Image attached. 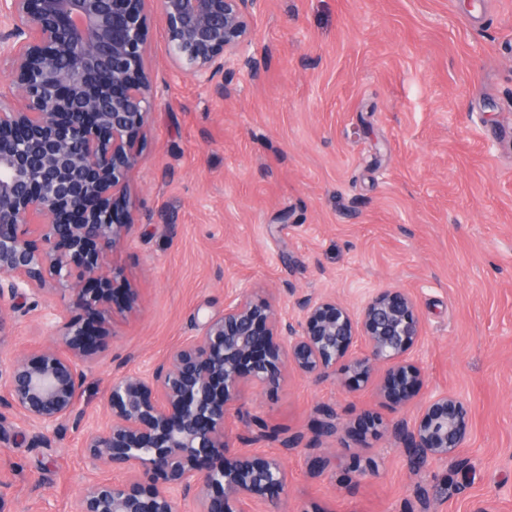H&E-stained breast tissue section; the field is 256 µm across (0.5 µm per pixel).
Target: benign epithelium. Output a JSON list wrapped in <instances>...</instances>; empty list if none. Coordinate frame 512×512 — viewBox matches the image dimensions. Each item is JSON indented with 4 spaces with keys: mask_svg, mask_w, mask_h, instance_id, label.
I'll list each match as a JSON object with an SVG mask.
<instances>
[{
    "mask_svg": "<svg viewBox=\"0 0 512 512\" xmlns=\"http://www.w3.org/2000/svg\"><path fill=\"white\" fill-rule=\"evenodd\" d=\"M148 0H0V341L18 301L58 303L45 315L49 340L0 368V440L29 427L49 445L80 426L76 398L109 353L110 327L134 311L129 291L111 305L110 258L136 224L116 204L140 159L138 143L157 92L146 67ZM170 61L210 85L243 57L259 0H158ZM285 306L244 291L205 316L196 333L157 364L112 379L106 421L83 429L92 469L121 481L92 482L74 512H280L274 494L288 471L273 455L230 452L228 426L244 418L246 387L275 389L288 370L316 381L343 367L367 378L386 368L381 391L395 405L423 385L415 348L421 321L413 296L381 288L351 308L320 294ZM467 410L446 391L425 394L414 422L391 435L417 459L452 461Z\"/></svg>",
    "mask_w": 512,
    "mask_h": 512,
    "instance_id": "benign-epithelium-1",
    "label": "benign epithelium"
}]
</instances>
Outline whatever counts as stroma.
I'll use <instances>...</instances> for the list:
<instances>
[{
    "label": "stroma",
    "instance_id": "obj_1",
    "mask_svg": "<svg viewBox=\"0 0 512 512\" xmlns=\"http://www.w3.org/2000/svg\"><path fill=\"white\" fill-rule=\"evenodd\" d=\"M148 8L159 103L112 283L140 302L78 408L103 418L113 376L164 359L240 292L354 307L401 288L423 325L424 388L469 411L455 462L415 463L386 432L364 448L345 437L367 410L387 425L416 417L419 401L380 397L377 374L246 389V415L276 434L253 440L236 422L231 442L280 456L284 512H512V0H262L249 47L261 67L225 75L224 95L175 71L157 0ZM47 339L39 311L20 309L0 361ZM327 409L331 438L316 434ZM116 478L88 468L70 426L50 448L30 431L0 445L12 512H73L83 485Z\"/></svg>",
    "mask_w": 512,
    "mask_h": 512
}]
</instances>
